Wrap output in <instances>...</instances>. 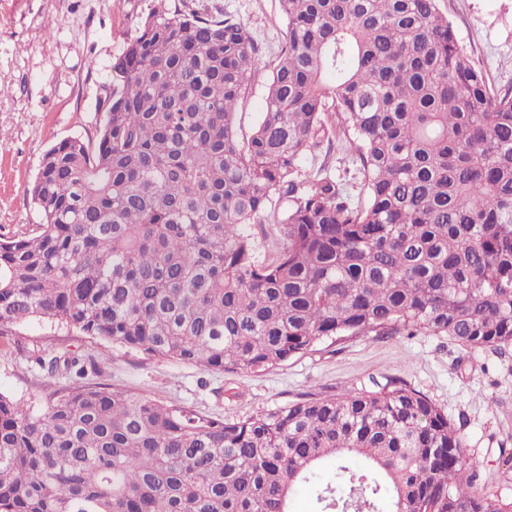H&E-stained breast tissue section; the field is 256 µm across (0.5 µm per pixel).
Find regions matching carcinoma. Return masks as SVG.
Wrapping results in <instances>:
<instances>
[{"instance_id":"1","label":"carcinoma","mask_w":512,"mask_h":512,"mask_svg":"<svg viewBox=\"0 0 512 512\" xmlns=\"http://www.w3.org/2000/svg\"><path fill=\"white\" fill-rule=\"evenodd\" d=\"M266 112L246 25L159 0L114 58L96 139L43 155L36 228L0 239V336L30 318L150 358L252 372L326 341L401 331L512 344V90L495 93L437 0H281ZM351 145L355 200L299 180ZM276 227L258 253L250 227ZM46 385L82 379L67 349ZM512 512L457 430L388 381L237 422L122 387L0 393V512Z\"/></svg>"}]
</instances>
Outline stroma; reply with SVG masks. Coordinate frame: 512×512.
Listing matches in <instances>:
<instances>
[{
    "label": "stroma",
    "mask_w": 512,
    "mask_h": 512,
    "mask_svg": "<svg viewBox=\"0 0 512 512\" xmlns=\"http://www.w3.org/2000/svg\"><path fill=\"white\" fill-rule=\"evenodd\" d=\"M157 0H0V237L38 223L29 189L50 147L95 135L97 106L113 58ZM249 28L259 71L236 115L249 134L264 110L269 64L287 21L279 0H186ZM473 63L496 90L512 87V0H437ZM324 172L348 185L357 165L341 143L304 161L303 177ZM68 349L86 380L120 386L229 422L306 395L338 394L399 380L429 397L455 424L483 490L512 502V345L471 351L431 334L355 336L325 341L260 372L222 373L150 358L120 344L32 319L0 336V392L42 407L50 393L30 353Z\"/></svg>",
    "instance_id": "1"
}]
</instances>
